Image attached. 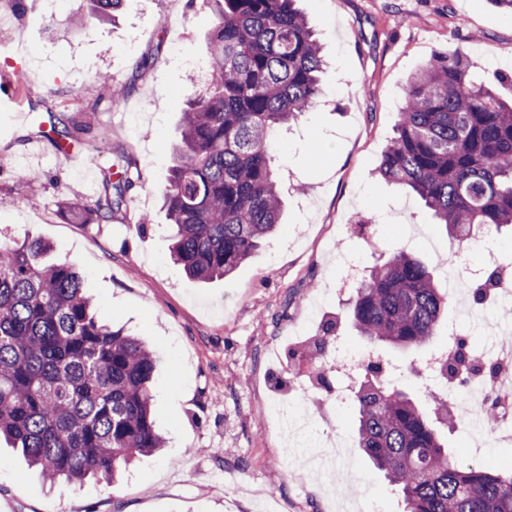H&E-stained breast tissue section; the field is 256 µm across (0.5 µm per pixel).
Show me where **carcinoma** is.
Masks as SVG:
<instances>
[{
    "instance_id": "obj_1",
    "label": "carcinoma",
    "mask_w": 512,
    "mask_h": 512,
    "mask_svg": "<svg viewBox=\"0 0 512 512\" xmlns=\"http://www.w3.org/2000/svg\"><path fill=\"white\" fill-rule=\"evenodd\" d=\"M126 0H89L84 27L114 18ZM296 0H215L203 93L182 112L181 145L163 203L175 227L170 257L198 281L222 279L280 221L270 138L322 95L324 60ZM470 54H433L408 78L397 133L378 173L418 196L450 243L472 229L512 227V100L474 77ZM76 120L51 126L56 144L79 140ZM132 163L101 168L102 190L83 211L110 221L135 187ZM41 239L0 240V438L46 479H117L162 447L153 419L154 354L97 319L83 276L48 263ZM497 272L473 286L475 302ZM449 296L426 266L399 252L362 282L350 303L369 344L418 347L436 335ZM358 447L399 487L403 512H512V477L462 466L436 428L391 381L354 392Z\"/></svg>"
}]
</instances>
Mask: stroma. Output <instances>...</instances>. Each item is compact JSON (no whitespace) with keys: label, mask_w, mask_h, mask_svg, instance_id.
Segmentation results:
<instances>
[{"label":"stroma","mask_w":512,"mask_h":512,"mask_svg":"<svg viewBox=\"0 0 512 512\" xmlns=\"http://www.w3.org/2000/svg\"><path fill=\"white\" fill-rule=\"evenodd\" d=\"M79 0H25L23 14L0 11V81L24 76L13 104L0 105V237L38 238L52 259L75 266L106 323L139 334L159 372L153 413L165 440L118 485L88 479L49 483L0 446V512H402L396 487L357 446L355 408L336 411L325 433L317 416L297 419L300 373L322 361L300 355L324 321L355 336L340 288L357 289L373 267L411 252L448 286L451 244L423 202L376 173L389 145L410 74L437 51L480 57L476 75L497 84L512 73V10L494 0H298L328 61L315 108L276 138L274 177L282 197L274 235L232 274L189 279L168 251L162 195L175 163L188 94L205 87L213 0H126L115 22L80 29ZM124 87L113 106L104 87ZM73 117L84 129L77 158L57 160L53 142L36 148L40 122ZM123 153L138 176L109 222L84 223L60 210L82 207L101 190L90 155ZM41 180L28 184L20 170ZM512 260V229L477 231L459 264ZM432 342L372 352L401 366V385L426 415L442 377L415 372L448 338L467 337L474 354L501 346L489 323L512 324V302L473 305L451 298ZM466 466L512 472V445L475 441L456 424L442 428ZM342 442L335 468L313 477L289 465Z\"/></svg>","instance_id":"stroma-1"}]
</instances>
